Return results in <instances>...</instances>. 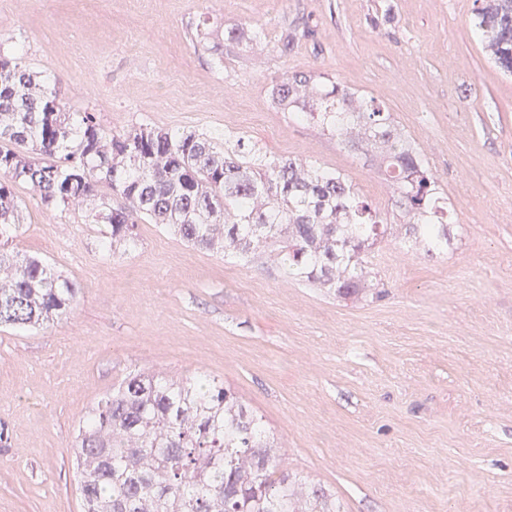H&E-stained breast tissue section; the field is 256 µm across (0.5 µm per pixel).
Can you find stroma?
I'll use <instances>...</instances> for the list:
<instances>
[{
    "mask_svg": "<svg viewBox=\"0 0 512 512\" xmlns=\"http://www.w3.org/2000/svg\"><path fill=\"white\" fill-rule=\"evenodd\" d=\"M476 0H0V37L110 129L203 130L346 172L382 210L394 192L271 104L284 74L316 72L378 98L452 203L447 253L391 237L370 260L379 300H343L192 247L153 224L103 248L82 210L22 187L7 244L78 286L50 325L0 326V512H82L78 425L126 376L199 372L261 415L284 469L342 512H512V77L471 32ZM261 27L211 68L202 11ZM293 48L281 54L282 40Z\"/></svg>",
    "mask_w": 512,
    "mask_h": 512,
    "instance_id": "35a3bbf8",
    "label": "stroma"
}]
</instances>
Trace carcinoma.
Wrapping results in <instances>:
<instances>
[{
	"mask_svg": "<svg viewBox=\"0 0 512 512\" xmlns=\"http://www.w3.org/2000/svg\"><path fill=\"white\" fill-rule=\"evenodd\" d=\"M479 2L473 32L512 76V0ZM242 35L227 31L225 44ZM223 45L212 58L221 68ZM52 83L25 65L21 47L0 41V240L23 225L16 187L26 184L48 208L88 203L85 223L106 225L113 248L133 249L138 225L155 224L242 261L270 254L287 277L344 298L373 287L370 248L401 227L417 251L448 250L454 210L427 159L383 103L332 78L285 75L272 100L377 168L397 193V224L336 168L227 133L221 142L195 130L107 129ZM77 292L42 258L0 249L1 325L40 327ZM75 459L84 512H340L335 495L281 469L262 417L206 372L181 384L127 377L83 419Z\"/></svg>",
	"mask_w": 512,
	"mask_h": 512,
	"instance_id": "obj_1",
	"label": "carcinoma"
}]
</instances>
